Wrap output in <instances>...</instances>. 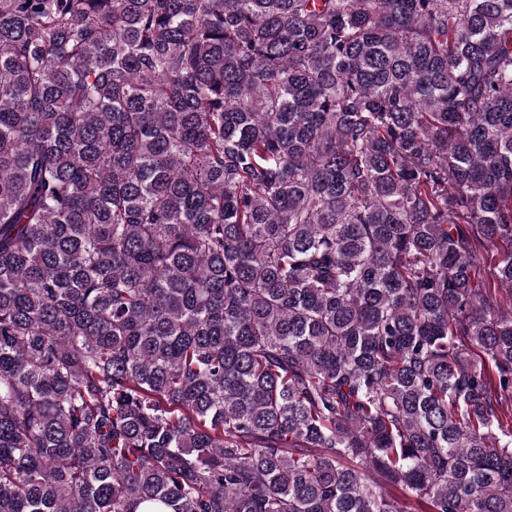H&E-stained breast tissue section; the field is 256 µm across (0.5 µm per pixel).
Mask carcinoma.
<instances>
[{
	"label": "carcinoma",
	"instance_id": "1",
	"mask_svg": "<svg viewBox=\"0 0 512 512\" xmlns=\"http://www.w3.org/2000/svg\"><path fill=\"white\" fill-rule=\"evenodd\" d=\"M143 509L512 512V0H0V512Z\"/></svg>",
	"mask_w": 512,
	"mask_h": 512
}]
</instances>
